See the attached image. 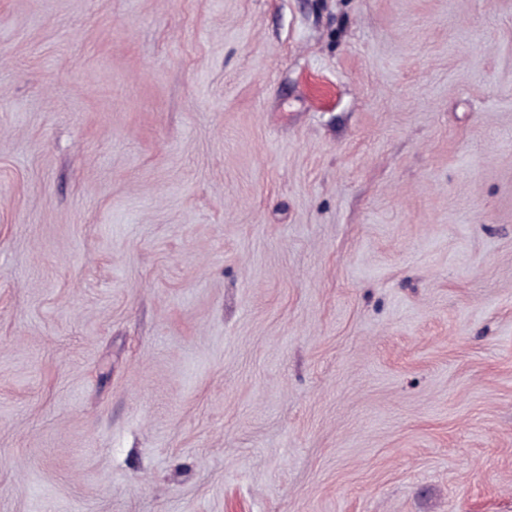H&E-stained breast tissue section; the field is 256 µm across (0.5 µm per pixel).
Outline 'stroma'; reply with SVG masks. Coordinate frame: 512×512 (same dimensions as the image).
Returning a JSON list of instances; mask_svg holds the SVG:
<instances>
[{"label": "stroma", "mask_w": 512, "mask_h": 512, "mask_svg": "<svg viewBox=\"0 0 512 512\" xmlns=\"http://www.w3.org/2000/svg\"><path fill=\"white\" fill-rule=\"evenodd\" d=\"M0 512H512V0H0Z\"/></svg>", "instance_id": "obj_1"}]
</instances>
